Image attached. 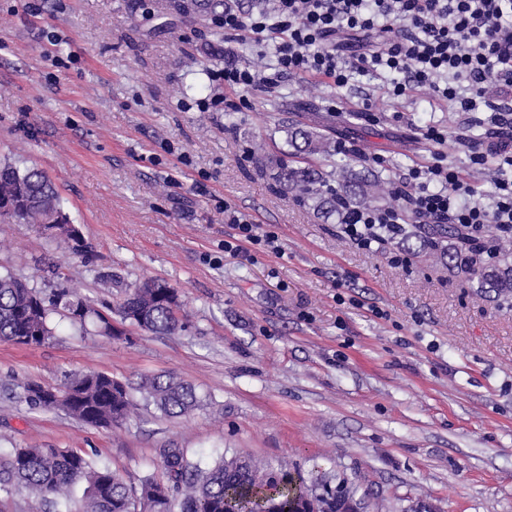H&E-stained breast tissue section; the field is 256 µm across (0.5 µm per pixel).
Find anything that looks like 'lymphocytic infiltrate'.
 I'll use <instances>...</instances> for the list:
<instances>
[{"label": "lymphocytic infiltrate", "mask_w": 512, "mask_h": 512, "mask_svg": "<svg viewBox=\"0 0 512 512\" xmlns=\"http://www.w3.org/2000/svg\"><path fill=\"white\" fill-rule=\"evenodd\" d=\"M507 14L512 0H275L272 12L255 15L230 0L217 27L235 32L242 43L270 47L271 61L264 71L225 66L216 77L228 100L214 98L198 108L233 107V95L275 88L293 75L344 87L367 72L381 78L403 74L391 96L428 90L433 99L455 102L460 126L492 133L488 144L473 139L469 159L480 166L494 162L497 192L489 201L476 199L469 179L442 150L447 129L431 126L423 133L431 162L412 166L394 182L393 206L346 213L344 232L368 249L395 241L410 217L420 224H457L492 256L500 240L512 238V104L484 97L491 82L512 91V24L502 22ZM224 221L236 230L224 243L225 253L248 247L278 252L275 227L229 208Z\"/></svg>", "instance_id": "obj_1"}]
</instances>
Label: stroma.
I'll return each instance as SVG.
<instances>
[{
    "mask_svg": "<svg viewBox=\"0 0 512 512\" xmlns=\"http://www.w3.org/2000/svg\"><path fill=\"white\" fill-rule=\"evenodd\" d=\"M36 2L33 16L27 0H0V162L52 178L86 249L0 224V274L47 295L76 288L95 309L161 280L186 326L117 340L62 318L43 345L0 341V448L93 451L131 482L156 471L165 445L205 461L232 448L356 482L370 512H512V292L479 288L414 240L360 249L338 217L275 188L281 161L321 162L286 156L282 119L353 145V173L393 180L429 160L419 128L435 123L485 197L494 169H470L451 105L392 98L371 74L344 88L291 77L251 91L228 129L193 104L223 95L212 75L225 60L262 65L257 47L177 15L172 0L148 14L138 0ZM54 35L70 68L46 56ZM228 207L275 225L280 253L225 254ZM397 251L406 265L392 264ZM87 372L173 376L208 403L175 418L143 405L94 428L24 400L29 384Z\"/></svg>",
    "mask_w": 512,
    "mask_h": 512,
    "instance_id": "1",
    "label": "stroma"
}]
</instances>
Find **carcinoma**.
Instances as JSON below:
<instances>
[{"label": "carcinoma", "instance_id": "cac0c4a2", "mask_svg": "<svg viewBox=\"0 0 512 512\" xmlns=\"http://www.w3.org/2000/svg\"><path fill=\"white\" fill-rule=\"evenodd\" d=\"M176 9L202 22L224 15L226 0H174ZM287 143L297 153L329 156L334 143L319 132L298 124L287 128ZM337 182V187L330 183ZM389 182L368 183L336 178V170L290 168L282 164L277 189L294 192L316 202L319 213L342 214L367 197L379 198ZM0 221L18 224L69 223L59 191L40 169L14 163L0 165ZM433 234L452 242L448 259L457 271L480 272L481 287L512 289V264L481 268L482 252L468 248L462 260L451 224L432 228ZM67 313L74 325L85 326L94 317L100 330L113 338L129 336L122 325L155 334L185 327L176 289L159 280L135 286L115 308L93 310L69 288L46 300L42 291L12 274L0 275V340L41 345L54 336L51 317ZM120 325L112 323V315ZM171 417L189 415L203 405L195 388L172 377L146 376L136 387L104 372L75 375L61 388L25 387V400L33 409L61 410L96 428L125 423L137 410L134 393ZM160 473L131 483L100 457L81 449L45 448L39 445L0 451V493L10 498L24 490L55 512H72V496L82 490L81 512H300L303 501L330 496L336 489L311 480L298 466L273 464L238 452L224 451L211 465L188 456L185 448L169 444L159 449Z\"/></svg>", "mask_w": 512, "mask_h": 512}]
</instances>
